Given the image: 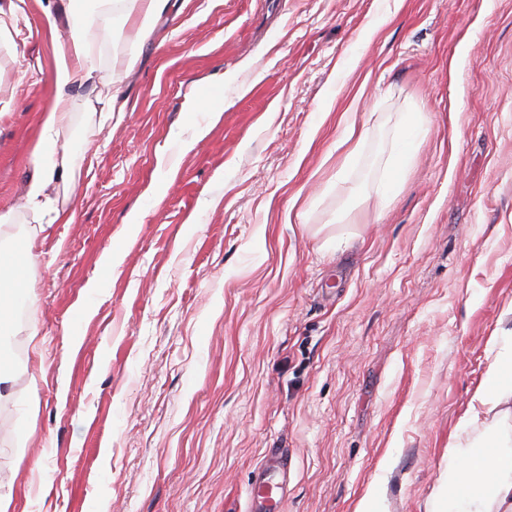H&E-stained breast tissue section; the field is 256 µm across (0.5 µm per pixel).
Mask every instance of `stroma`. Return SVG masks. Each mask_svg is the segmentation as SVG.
Listing matches in <instances>:
<instances>
[{
    "mask_svg": "<svg viewBox=\"0 0 512 512\" xmlns=\"http://www.w3.org/2000/svg\"><path fill=\"white\" fill-rule=\"evenodd\" d=\"M24 9L26 37L0 36V239L33 221L69 45ZM128 36L85 35L126 116L101 103L60 130L75 184L49 191L24 330L0 348L24 354L0 403L8 512H248L271 448L285 512H354L371 489L383 512H435L512 304V0H176L140 54ZM349 107L374 127L350 193ZM400 112L429 134L384 208Z\"/></svg>",
    "mask_w": 512,
    "mask_h": 512,
    "instance_id": "stroma-1",
    "label": "stroma"
}]
</instances>
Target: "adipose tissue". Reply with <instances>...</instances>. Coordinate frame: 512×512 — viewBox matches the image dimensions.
Returning <instances> with one entry per match:
<instances>
[{
  "instance_id": "ef3b65f1",
  "label": "adipose tissue",
  "mask_w": 512,
  "mask_h": 512,
  "mask_svg": "<svg viewBox=\"0 0 512 512\" xmlns=\"http://www.w3.org/2000/svg\"><path fill=\"white\" fill-rule=\"evenodd\" d=\"M139 7L141 30L169 6V0H47L43 7L49 29L66 20L71 45L56 60L54 101L42 119V142L34 173L25 194V206L41 211L48 202V188L73 177L66 147L56 136L78 108H91L89 97L79 95L77 82L94 91H109L110 105H117L114 77L102 72L87 54L84 34L96 26L111 30L123 25L132 7ZM428 133L420 112L399 113L392 128L390 150L383 161L379 194L383 203L395 196L406 169ZM42 224L26 226L23 233L0 242V334L17 333L11 309L21 295L25 267L33 261L29 243L42 232ZM489 363L459 419L460 434L448 451V495L442 512H512V326H499L487 343Z\"/></svg>"
}]
</instances>
